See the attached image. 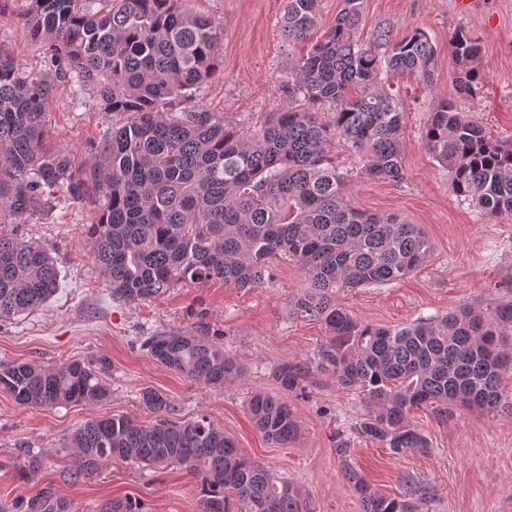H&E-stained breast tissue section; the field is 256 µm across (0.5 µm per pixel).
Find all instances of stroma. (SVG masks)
Masks as SVG:
<instances>
[{
	"label": "stroma",
	"instance_id": "1",
	"mask_svg": "<svg viewBox=\"0 0 512 512\" xmlns=\"http://www.w3.org/2000/svg\"><path fill=\"white\" fill-rule=\"evenodd\" d=\"M186 7L209 15L223 33L219 72L197 101L223 113L241 131L260 127L265 117L288 106L289 65L303 51L288 44L280 20L285 0H186ZM0 19V50L25 67L42 70L38 43L24 38L17 17L23 0H12ZM367 22L360 39L372 41L376 27L391 41L422 28L437 49L432 85L409 75L392 78L388 90L405 110L401 160L406 179L396 184L351 177L347 200L372 213L406 216L421 225L432 243L425 265L396 284L355 288L340 302L362 321L397 326L418 317L464 305L482 307L512 298V219H496L459 203L447 169L427 151L421 128L433 98L454 100L501 142H512V0H479L460 14L454 0H363ZM460 29L481 45L476 61L487 80L475 98L456 93L457 66L449 41ZM123 114L94 106L74 109L65 90L51 107L47 143L68 149L83 166L107 128ZM98 215L94 201L79 205L59 200L44 215L22 217L26 239L41 244L56 260L58 291L36 310L0 320V362L54 365L100 355L111 362L112 393L98 404L56 408L23 407L0 389V507L16 497L51 493L68 512H98L112 498L140 499L145 512H202L196 480L177 465L152 468L132 462L103 464L80 477L73 450L62 442L94 418L126 415L139 423L157 415L141 401L142 389L168 397L171 419L208 416L231 437L240 452L288 478L307 496L312 512H361L357 496L344 482L334 448L337 432L347 433L353 458L366 477L387 495L400 494L407 478L431 485L436 499L429 512H512V412L489 418L467 412L438 420L427 409L413 421L430 441L428 451L392 454L353 432L363 409L354 394L327 377L309 374L305 392L283 391L273 378L286 361L312 360L327 336L323 324L289 318L286 302L303 287L297 265L275 262L273 277L254 288H237L214 279L202 286L179 285L149 301L114 300L92 259L88 226ZM190 330L208 337L234 357L243 372L230 385H201L157 363L142 337ZM283 399L299 425L297 439L284 447L267 442L254 428L247 401L255 390ZM43 464L23 474V450Z\"/></svg>",
	"mask_w": 512,
	"mask_h": 512
}]
</instances>
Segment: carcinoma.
I'll list each match as a JSON object with an SVG mask.
<instances>
[{
	"mask_svg": "<svg viewBox=\"0 0 512 512\" xmlns=\"http://www.w3.org/2000/svg\"><path fill=\"white\" fill-rule=\"evenodd\" d=\"M22 34L42 45L54 75L27 70L0 52V319L28 313L57 291L59 270L37 244L11 227L43 211L56 192L74 204L98 199L90 225L92 258L112 297L149 300L177 285L221 279L253 288L279 259L294 262L305 284L288 299V316L318 320L328 332L313 363L286 362L275 371L287 392L303 389L310 369L357 394L365 406L357 434L394 454L430 448L411 414L428 408L439 419L480 408L500 413L512 396L500 385L512 372V301L483 310L469 306L420 317L398 327L362 322L338 303L341 293L398 283L428 259L432 245L416 224L395 214L353 208L346 176L329 155L333 130L358 156L360 173L378 181L405 180L401 164L404 112L382 85L406 73L430 85L436 50L415 28L387 46L356 37L362 0H343L336 24L289 68L293 105L271 112L245 135L196 102L218 71L213 20L185 0H24ZM319 0H286L282 31L304 42L317 23ZM458 66L456 90L479 94L487 79L475 62L481 47L466 31L449 42ZM72 103L91 101L126 121L109 129L85 167L46 145L55 82ZM422 139L448 168L461 202L491 218H512V145L506 147L453 101L428 111ZM161 365L203 385L220 387L241 375L224 349L192 331L143 337ZM107 358L43 366L0 363V387L20 406L53 408L109 398ZM142 402L160 417L142 425L125 415L92 419L63 447L77 450L78 475L108 461L178 465L197 480L202 512H312L292 482L242 455L224 429L206 416L176 421L155 389ZM255 427L277 445L295 441L299 427L286 402L257 390L248 402ZM336 457L362 512H424L431 487L406 480L387 496L352 461L349 441ZM11 512H65L51 497L22 499ZM99 512H144L130 497L104 502Z\"/></svg>",
	"mask_w": 512,
	"mask_h": 512,
	"instance_id": "1",
	"label": "carcinoma"
}]
</instances>
